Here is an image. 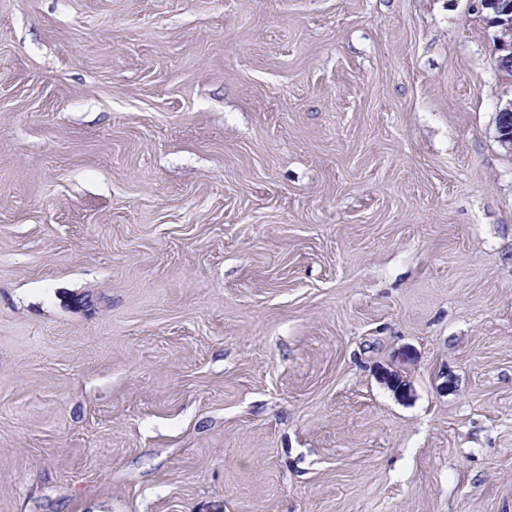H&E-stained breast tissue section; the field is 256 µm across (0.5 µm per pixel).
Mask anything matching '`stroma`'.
Instances as JSON below:
<instances>
[{"instance_id":"obj_1","label":"stroma","mask_w":512,"mask_h":512,"mask_svg":"<svg viewBox=\"0 0 512 512\" xmlns=\"http://www.w3.org/2000/svg\"><path fill=\"white\" fill-rule=\"evenodd\" d=\"M497 36L0 0V512H512ZM379 380L387 386L400 401H409L414 397L412 384L396 371H382L379 374Z\"/></svg>"}]
</instances>
